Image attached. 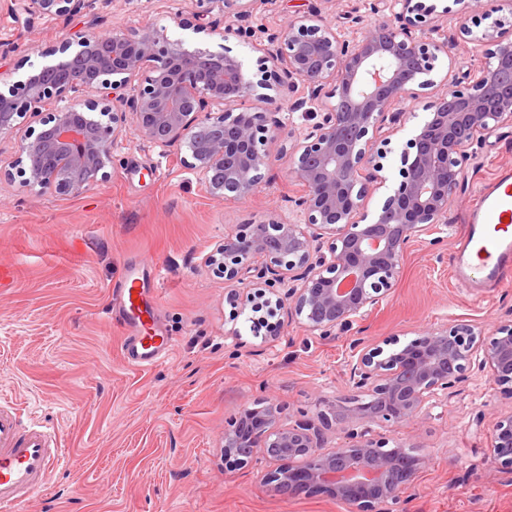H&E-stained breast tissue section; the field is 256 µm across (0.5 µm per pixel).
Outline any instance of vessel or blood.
Instances as JSON below:
<instances>
[{
    "label": "vessel or blood",
    "instance_id": "obj_1",
    "mask_svg": "<svg viewBox=\"0 0 512 512\" xmlns=\"http://www.w3.org/2000/svg\"><path fill=\"white\" fill-rule=\"evenodd\" d=\"M452 271L459 284L481 294L512 282L511 172L497 174L481 188L452 259ZM143 300L144 291L134 277L112 290V303L127 331L126 362L148 370L168 360L174 339L146 334L141 319ZM65 454L55 429L38 423L22 426L19 408L0 404V512H20Z\"/></svg>",
    "mask_w": 512,
    "mask_h": 512
}]
</instances>
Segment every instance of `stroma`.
<instances>
[{"instance_id": "stroma-1", "label": "stroma", "mask_w": 512, "mask_h": 512, "mask_svg": "<svg viewBox=\"0 0 512 512\" xmlns=\"http://www.w3.org/2000/svg\"><path fill=\"white\" fill-rule=\"evenodd\" d=\"M313 6L333 27L347 15L377 19L365 0H258L251 23L274 32ZM197 10L195 0H92L80 14L41 17L0 0V69L40 62L42 48L94 18L103 33L153 22L187 47L230 48L257 72L258 37H206L176 25L175 16ZM112 154L111 178L78 196L0 184V264L13 269L12 284L0 288V398L57 429L67 449L22 512H351L324 494L277 492L263 449L233 468L222 456L224 430L244 405L276 400L287 423H315L327 403L354 393L349 334L323 338L296 321L276 338L254 334L204 265L236 225L292 209L299 187L289 161L278 162L271 184L232 203L210 196L179 156H160L134 128ZM469 155L447 241L436 250L411 245L394 292L361 323L363 338L406 342L462 321L488 335L512 314V285L479 301L455 287L450 267L480 186L512 170V125ZM142 256L162 276L148 323L175 339L169 361L148 371L127 366L122 326L106 315L113 286ZM510 411L512 391L475 370L447 402L398 427H374V436L429 456L388 512H512V471L491 462L495 423Z\"/></svg>"}]
</instances>
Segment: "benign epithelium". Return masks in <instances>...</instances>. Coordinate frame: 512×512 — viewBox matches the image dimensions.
Listing matches in <instances>:
<instances>
[{"label":"benign epithelium","mask_w":512,"mask_h":512,"mask_svg":"<svg viewBox=\"0 0 512 512\" xmlns=\"http://www.w3.org/2000/svg\"><path fill=\"white\" fill-rule=\"evenodd\" d=\"M86 2L24 0L22 9L64 16ZM196 2L201 10L179 26L210 35L217 28L202 22L204 15L216 9L246 21L257 0ZM454 2L461 14L481 15L460 23L455 37L439 23L448 9L439 12L429 0H379L371 10L382 20L364 33L332 28L309 10L267 34L264 64L251 77L237 58L190 49L170 40L164 27L103 36L90 25L41 51L48 62L0 93V135L32 114L41 125L11 165L0 167V182L81 194L111 177L112 147L129 123L162 156L185 150L187 168L224 200L253 196L287 157L300 186L296 209L237 225L204 264L224 279L236 313H249L271 337L282 335L287 318L320 336L345 333L396 288L414 241H445L448 207L473 141L512 125V24L496 19L483 27V0ZM460 40L493 50L466 85L447 75L435 81L438 62L453 60ZM146 68L151 75L136 83ZM429 88L437 92L400 151L399 179L371 212L372 197L387 182L382 160L409 118L407 104ZM250 96L255 104L247 107ZM299 111L312 121L300 130L286 118ZM399 342L351 341L349 383L370 399L341 398L321 413L322 424L342 427L349 442L326 447L320 428L282 423L285 406L267 400L243 407L224 429V461L243 465L250 450L269 448L277 463L270 482L291 497L321 492L352 512L397 502L428 456L359 426L396 427L417 418L475 368L512 385V319L487 338L460 322ZM492 462L512 469V412L495 424Z\"/></svg>","instance_id":"obj_1"}]
</instances>
